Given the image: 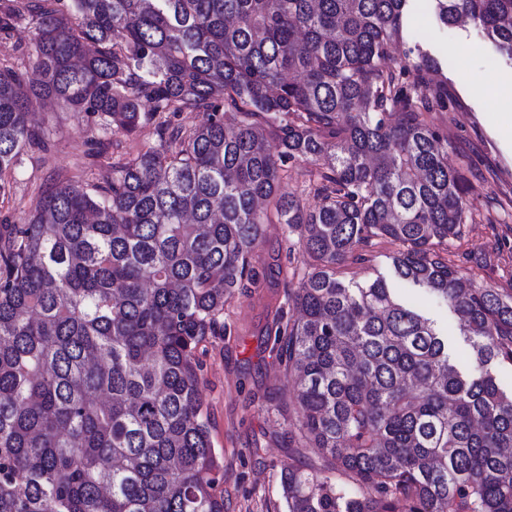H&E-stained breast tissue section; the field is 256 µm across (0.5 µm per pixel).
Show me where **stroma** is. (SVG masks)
Wrapping results in <instances>:
<instances>
[{
    "instance_id": "35a3bbf8",
    "label": "stroma",
    "mask_w": 512,
    "mask_h": 512,
    "mask_svg": "<svg viewBox=\"0 0 512 512\" xmlns=\"http://www.w3.org/2000/svg\"><path fill=\"white\" fill-rule=\"evenodd\" d=\"M409 26L392 62L403 63L416 42L443 61L448 109L425 113L424 119L447 136L449 164L465 169L474 186L468 198L470 222L462 237L449 244L448 260L456 263L469 255L463 267L467 278L512 289V140L503 138L492 118L493 103L476 89L479 83L512 76V65L474 26H443L430 6L412 13ZM30 125L47 135L50 148L27 150L14 170L0 176L8 185L0 195V223H24L49 184L104 182L113 163L159 143L150 123L133 136L111 134L106 157H95L91 143L102 135L93 118L55 101L34 104ZM495 246L500 253L494 261L479 265V258ZM252 263L255 282L226 304L223 335L208 337L197 349L200 390L213 444L224 455V512H285L282 469L291 463L323 466L311 449L296 447L291 438L293 382L279 362L273 331L305 264L296 237L281 224L266 225ZM408 298L447 330L457 363L467 365L470 347L458 316L425 294L412 292Z\"/></svg>"
}]
</instances>
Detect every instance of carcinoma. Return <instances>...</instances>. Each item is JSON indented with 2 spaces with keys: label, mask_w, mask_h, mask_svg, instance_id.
Masks as SVG:
<instances>
[{
  "label": "carcinoma",
  "mask_w": 512,
  "mask_h": 512,
  "mask_svg": "<svg viewBox=\"0 0 512 512\" xmlns=\"http://www.w3.org/2000/svg\"><path fill=\"white\" fill-rule=\"evenodd\" d=\"M512 63V0H432ZM413 0H9L0 32H35L30 81L0 65V175L53 99L104 135L156 122L157 147L103 185L61 182L28 222L0 224V512H224V457L200 394L198 346L253 279L264 226L306 256L280 363L290 423L339 475L288 465L286 512H512V292L442 253L473 185L423 119L445 85L393 69ZM150 109L142 111L143 103ZM209 113L184 131L166 113ZM302 161L313 207L282 191ZM375 239L394 277L462 319L471 367L382 275L344 269Z\"/></svg>",
  "instance_id": "obj_1"
}]
</instances>
